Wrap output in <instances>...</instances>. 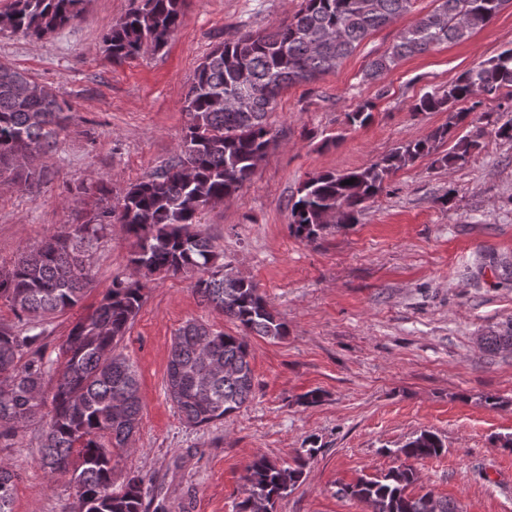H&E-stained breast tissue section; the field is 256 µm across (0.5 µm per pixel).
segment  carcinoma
Instances as JSON below:
<instances>
[{
    "mask_svg": "<svg viewBox=\"0 0 512 512\" xmlns=\"http://www.w3.org/2000/svg\"><path fill=\"white\" fill-rule=\"evenodd\" d=\"M88 0H9L0 9V32L41 39L77 20ZM433 11L402 28L394 43L373 59L365 79L374 82L400 61L441 44L459 42L485 27L507 0H435ZM186 0H137L104 35L112 62L137 57L145 47L160 51L183 23ZM413 0H302L288 22L262 32L244 31L212 49L195 69L186 94L188 125L178 152L160 169L125 188L113 204L100 186V205L85 224L53 235L0 268V300L23 328L0 326V447L12 441L50 405L39 436L38 464L49 479H68L76 496L72 512H143L145 479L129 474L114 487L112 450L128 447L143 403L137 372L117 351L137 316L152 277L182 274L194 279L202 302L238 323L237 335L189 321L173 338L165 389L184 421L202 427L240 410L252 397L249 338L272 340L288 327L257 286L221 260L210 238L193 230L200 211L235 197L255 174L278 131L267 116L288 86L336 71L374 31L411 11ZM512 86V47L461 73L448 87L422 95L415 112H446L448 120L407 140L379 161L341 174L306 180L290 207V232L313 241L331 221L354 224L364 203L376 197L398 170L424 157L440 167L465 162L477 144L456 136L469 116L463 102L481 104ZM367 101L348 113L350 124L372 119ZM71 111L51 88L0 62V180L40 183L39 158L56 145ZM454 141L448 150L442 146ZM354 183H348V180ZM117 224L133 239L131 273L116 277L101 303L73 323L56 357L45 358L43 320L82 300L91 283L86 247ZM489 351L512 347V323L484 337ZM441 437L422 430L397 452L404 461L388 472L362 476L339 489L368 512H460L432 492H408L417 481L413 462L443 451ZM307 449L283 467L264 455L246 466L247 496L235 512H274L304 474ZM17 474L0 461V512H13Z\"/></svg>",
    "mask_w": 512,
    "mask_h": 512,
    "instance_id": "1",
    "label": "carcinoma"
}]
</instances>
